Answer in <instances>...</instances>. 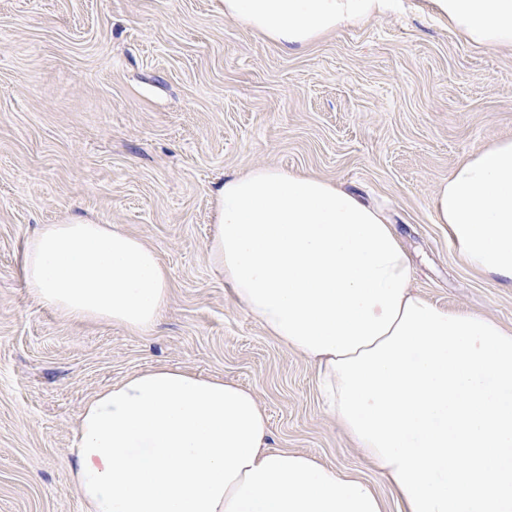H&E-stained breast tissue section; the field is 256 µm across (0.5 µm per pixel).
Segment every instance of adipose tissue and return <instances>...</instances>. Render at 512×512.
Returning a JSON list of instances; mask_svg holds the SVG:
<instances>
[{
    "label": "adipose tissue",
    "mask_w": 512,
    "mask_h": 512,
    "mask_svg": "<svg viewBox=\"0 0 512 512\" xmlns=\"http://www.w3.org/2000/svg\"><path fill=\"white\" fill-rule=\"evenodd\" d=\"M466 41L512 50V0H430ZM398 0H224L286 51ZM211 268L234 302L317 368L325 411L401 512H512V328L441 309L376 209L324 179L262 166L215 192ZM462 260L512 284V139L458 163L431 199ZM23 284L73 320L151 330L170 270L115 224H45ZM255 393L174 367L126 376L82 409L70 454L86 512H385L374 487L269 447Z\"/></svg>",
    "instance_id": "adipose-tissue-1"
}]
</instances>
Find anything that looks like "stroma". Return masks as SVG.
Wrapping results in <instances>:
<instances>
[{
	"label": "stroma",
	"mask_w": 512,
	"mask_h": 512,
	"mask_svg": "<svg viewBox=\"0 0 512 512\" xmlns=\"http://www.w3.org/2000/svg\"><path fill=\"white\" fill-rule=\"evenodd\" d=\"M512 139V52L469 43L428 0L283 51L224 0H0V512H85L69 449L82 407L166 365L253 390L271 447L371 480L321 408L317 369L269 336L206 260L213 192L265 165L384 211L411 286L512 326V287L467 266L433 223L452 168ZM117 224L171 271L154 330L62 318L23 285L39 226Z\"/></svg>",
	"instance_id": "obj_1"
}]
</instances>
